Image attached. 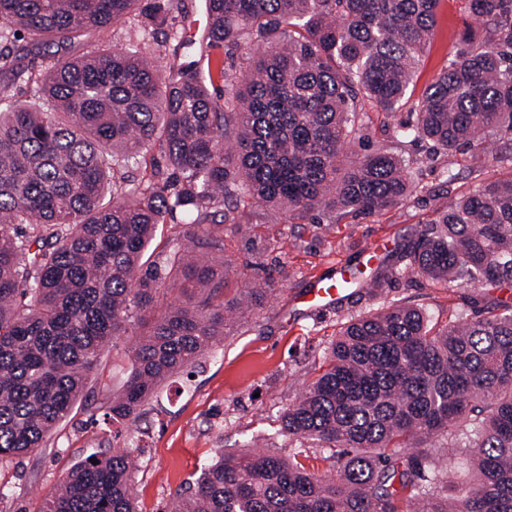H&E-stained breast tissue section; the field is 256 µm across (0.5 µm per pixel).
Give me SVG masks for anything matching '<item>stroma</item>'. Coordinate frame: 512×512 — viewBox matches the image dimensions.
<instances>
[{
    "label": "stroma",
    "mask_w": 512,
    "mask_h": 512,
    "mask_svg": "<svg viewBox=\"0 0 512 512\" xmlns=\"http://www.w3.org/2000/svg\"><path fill=\"white\" fill-rule=\"evenodd\" d=\"M475 20L465 0H443L435 35L421 58L408 102L388 115L364 102L363 122L347 148L357 156L363 146L388 148L414 160L412 193L397 205L367 216L337 218L332 224L295 220L270 224L261 205H254L248 225L228 228L225 252L208 253L212 262L231 258L235 288H250L273 277L274 291L264 305L234 326L223 343L208 353L191 378L166 380L156 401L145 406L132 441L114 439L108 421L88 423L85 408L119 389L128 361L131 337L124 336L102 351L90 377L92 392L78 401L72 415L46 438L42 449L0 466V485L10 490L0 512H41L43 500L57 479L90 454H111L128 447L141 469L133 480L139 512H165L177 493L188 488L203 465L221 451L253 444L255 452L293 453L295 437L281 434V415L289 403L320 373L332 341L343 323L367 315L382 303L400 301L423 307L444 325L456 315L470 314L496 297L491 288L454 283L433 285L410 273L390 287L361 289L333 308L310 314L298 303L309 279L339 263L370 277L378 266H399V255L420 232L435 208L449 196H461L490 181L512 179V164L501 161L500 136L488 138L476 155L455 160L433 157L427 142L398 135L414 104L447 67L458 39ZM431 450L448 469L449 482L472 483L469 461L474 454L462 441L436 438Z\"/></svg>",
    "instance_id": "1"
}]
</instances>
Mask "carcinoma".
Masks as SVG:
<instances>
[{"label":"carcinoma","instance_id":"cac0c4a2","mask_svg":"<svg viewBox=\"0 0 512 512\" xmlns=\"http://www.w3.org/2000/svg\"><path fill=\"white\" fill-rule=\"evenodd\" d=\"M441 0H205V44L164 66L129 44L55 57L130 21L171 25L181 0H0V72L20 79L21 53L47 56L50 108L0 91V463L42 447L87 389L105 344L134 337L128 374L99 406L129 432L161 384L190 374L228 323L262 305L275 281L224 298V225L247 207L331 223L369 216L413 190L409 163L375 150L345 159L362 121L358 98L386 114L407 93L434 35ZM448 67L401 130L450 157L492 134L512 138V0H465ZM246 50L221 72L210 49ZM157 153L151 176L130 172ZM190 217L151 259L159 226ZM395 274L471 288L512 285V180L452 199L401 256ZM184 299L157 309L165 286ZM281 433L331 451L336 471L302 452L235 451L206 465L169 512H512V300L497 298L443 327L423 308L390 303L340 328L326 367L286 409ZM464 435L478 483L448 487L426 439ZM135 457L85 459L41 512H138Z\"/></svg>","mask_w":512,"mask_h":512}]
</instances>
